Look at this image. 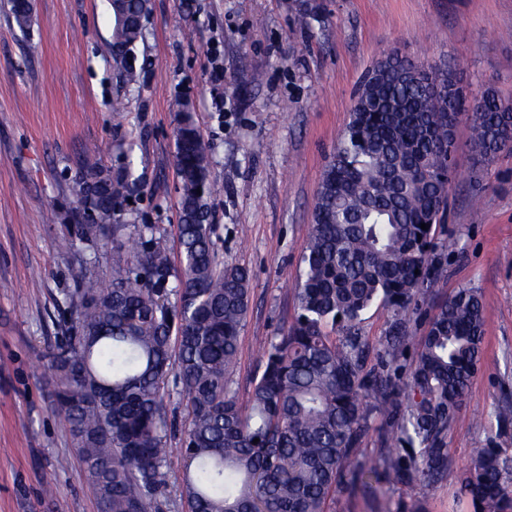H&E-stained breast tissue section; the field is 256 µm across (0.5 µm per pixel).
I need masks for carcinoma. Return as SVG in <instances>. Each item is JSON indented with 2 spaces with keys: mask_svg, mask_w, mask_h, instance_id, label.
Returning a JSON list of instances; mask_svg holds the SVG:
<instances>
[{
  "mask_svg": "<svg viewBox=\"0 0 512 512\" xmlns=\"http://www.w3.org/2000/svg\"><path fill=\"white\" fill-rule=\"evenodd\" d=\"M9 4L17 26L29 27L31 0ZM110 6L113 59L133 83L149 0ZM455 70L446 68L432 92L399 63L374 64L323 174L297 313L270 339L244 396L231 375L251 276L219 260L211 152L190 110L175 130L179 266L158 245L159 226L119 223L138 184L131 168L78 172L74 206L60 220L80 248L58 308L65 336L49 357L55 403L104 512L169 509L166 444L176 433L177 490L189 512H329L336 493L382 474L413 490L447 473L448 430L481 369V291L458 289L430 318L412 365L404 352L411 306L458 246L438 234L458 175L445 111ZM485 93L471 120L480 166L499 155L512 124V110L493 89ZM76 210L88 220L72 223ZM108 244L118 260L103 276L98 248ZM376 302L392 322L371 364L360 324ZM171 374L187 412L181 423L170 415ZM496 420L495 436L472 449L459 475L473 512H512V448L499 442L512 429L511 402ZM374 432L379 450L366 460Z\"/></svg>",
  "mask_w": 512,
  "mask_h": 512,
  "instance_id": "carcinoma-1",
  "label": "carcinoma"
}]
</instances>
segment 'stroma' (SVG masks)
Segmentation results:
<instances>
[{
    "instance_id": "obj_1",
    "label": "stroma",
    "mask_w": 512,
    "mask_h": 512,
    "mask_svg": "<svg viewBox=\"0 0 512 512\" xmlns=\"http://www.w3.org/2000/svg\"><path fill=\"white\" fill-rule=\"evenodd\" d=\"M32 4L23 31L0 0V512H102L55 411L46 357L76 252L51 215L79 168L132 163L139 186L121 220L158 225L161 247L176 254L174 129L190 106L212 149L219 256L252 274L233 374L247 390L271 336L294 317L322 174L368 70L400 52L456 66L467 95L490 86L512 101V0H150L136 85L112 60L108 0ZM310 8L316 19L299 26ZM118 99L124 111H113ZM469 136L461 120L456 162L473 177L449 188L458 248L411 311L407 348L437 306L475 287L483 366L448 432L447 475L431 489L377 484L394 512H470L457 475L512 398V154L473 170Z\"/></svg>"
}]
</instances>
